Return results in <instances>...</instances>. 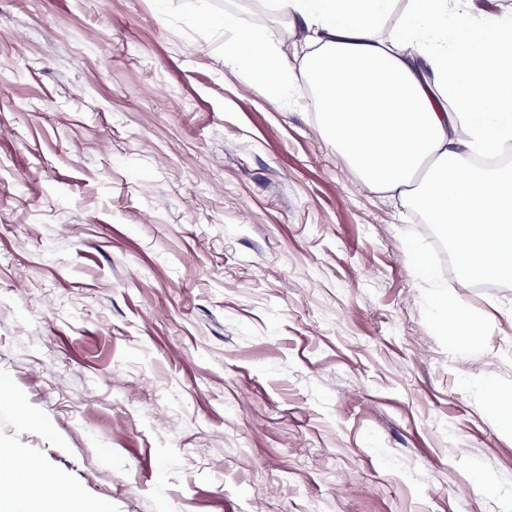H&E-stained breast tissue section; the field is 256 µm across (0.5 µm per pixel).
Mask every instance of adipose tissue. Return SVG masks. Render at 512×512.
Instances as JSON below:
<instances>
[{"mask_svg":"<svg viewBox=\"0 0 512 512\" xmlns=\"http://www.w3.org/2000/svg\"><path fill=\"white\" fill-rule=\"evenodd\" d=\"M306 32L292 62L284 44L210 19L224 65L277 100L301 81L316 91L320 129L373 189L411 195L448 233L461 281L512 279V168L467 166L512 144V13L473 0H265ZM4 482L11 512H94L92 503L13 448Z\"/></svg>","mask_w":512,"mask_h":512,"instance_id":"adipose-tissue-1","label":"adipose tissue"}]
</instances>
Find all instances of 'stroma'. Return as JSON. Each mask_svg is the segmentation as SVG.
<instances>
[{"label": "stroma", "mask_w": 512, "mask_h": 512, "mask_svg": "<svg viewBox=\"0 0 512 512\" xmlns=\"http://www.w3.org/2000/svg\"><path fill=\"white\" fill-rule=\"evenodd\" d=\"M227 12L304 44L262 0H0V446L97 512H512V280L226 69ZM442 313L446 317L444 328L446 332L448 331L449 338L461 345H466L469 337L472 336L474 322L462 315L450 303L443 304Z\"/></svg>", "instance_id": "35a3bbf8"}]
</instances>
